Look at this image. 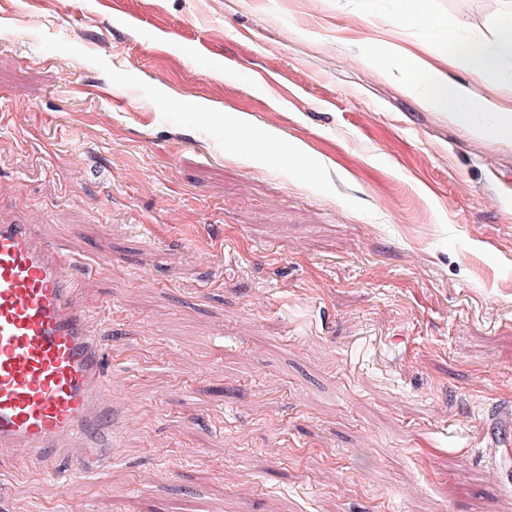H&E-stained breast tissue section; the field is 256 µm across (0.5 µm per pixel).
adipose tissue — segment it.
Listing matches in <instances>:
<instances>
[{
  "label": "adipose tissue",
  "instance_id": "1",
  "mask_svg": "<svg viewBox=\"0 0 512 512\" xmlns=\"http://www.w3.org/2000/svg\"><path fill=\"white\" fill-rule=\"evenodd\" d=\"M399 24L424 41L435 32L456 27L453 19L436 12L434 0H409ZM389 53L408 93L443 112L450 122L474 138L512 145V101L482 95L470 85L449 80L446 72L447 66L459 65L481 76L498 73L504 58L512 56V15L502 22L501 45L495 52L485 43L462 39L452 55L431 61L417 52L395 46L390 47Z\"/></svg>",
  "mask_w": 512,
  "mask_h": 512
}]
</instances>
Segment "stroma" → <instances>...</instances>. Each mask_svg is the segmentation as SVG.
Here are the masks:
<instances>
[{
  "mask_svg": "<svg viewBox=\"0 0 512 512\" xmlns=\"http://www.w3.org/2000/svg\"><path fill=\"white\" fill-rule=\"evenodd\" d=\"M404 7L0 0V219L76 267L116 421L76 495L0 459V512H512V146L360 55ZM239 125L243 127V139L249 150L256 156L268 157L279 153L282 150V141L277 136L267 133L259 136L251 128L247 127L248 120L245 115L239 117Z\"/></svg>",
  "mask_w": 512,
  "mask_h": 512,
  "instance_id": "35a3bbf8",
  "label": "stroma"
}]
</instances>
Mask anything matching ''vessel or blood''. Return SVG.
<instances>
[{"mask_svg": "<svg viewBox=\"0 0 512 512\" xmlns=\"http://www.w3.org/2000/svg\"><path fill=\"white\" fill-rule=\"evenodd\" d=\"M80 293L58 247L0 221V452L47 474L112 456V386Z\"/></svg>", "mask_w": 512, "mask_h": 512, "instance_id": "obj_1", "label": "vessel or blood"}]
</instances>
